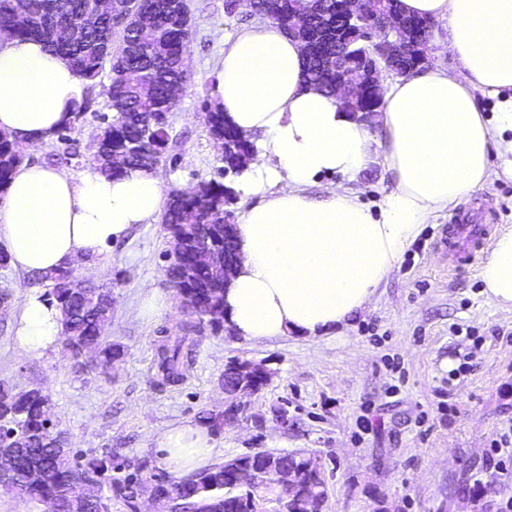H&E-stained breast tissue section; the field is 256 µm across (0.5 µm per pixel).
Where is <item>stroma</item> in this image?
<instances>
[{"instance_id":"1","label":"stroma","mask_w":512,"mask_h":512,"mask_svg":"<svg viewBox=\"0 0 512 512\" xmlns=\"http://www.w3.org/2000/svg\"><path fill=\"white\" fill-rule=\"evenodd\" d=\"M189 58L193 78L170 114L181 158L158 166L165 190L221 175L218 148L202 122L224 43L257 24L224 0H190ZM98 96L75 123L77 174L93 153ZM392 184L381 160L356 177L322 176L312 189L351 193L378 213ZM487 204L497 227L512 226V179L502 176L464 197ZM452 212L424 226L382 282L373 303L324 337L296 334L248 341L231 332L194 337L182 381L158 386L161 337L180 333L187 315L165 279L169 242L161 221L137 225L124 241L82 266L80 277L111 288L110 341L124 348L111 370L78 372L63 346L22 357L9 317H0V382L49 394L55 420L79 453L155 458L154 439L172 424L224 408V366L234 359L263 365L267 386L246 405L238 425L219 438L220 459L257 451L307 452L321 459L328 488L323 512H476L479 504L512 502V461L489 465L493 447L512 436V312L482 294L479 264L454 270L439 246ZM170 306L140 313L145 290ZM288 423L280 425L279 409Z\"/></svg>"}]
</instances>
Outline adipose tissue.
<instances>
[{
	"instance_id": "1",
	"label": "adipose tissue",
	"mask_w": 512,
	"mask_h": 512,
	"mask_svg": "<svg viewBox=\"0 0 512 512\" xmlns=\"http://www.w3.org/2000/svg\"><path fill=\"white\" fill-rule=\"evenodd\" d=\"M398 6L447 21V36L432 45L456 67L434 64L387 87L380 141L335 97L304 84L301 43L277 23L255 24L224 44L211 99L240 133L261 138L238 177L257 202L235 226L240 260L224 291V320L242 339L321 338L373 301L437 213L483 188L494 171L512 177V0ZM86 85L43 41L0 34V133L20 147H39L72 122ZM478 90L499 97L496 119L478 109ZM378 156L394 176L379 215L345 192L309 194L320 175H354ZM163 205L155 173L108 178L92 159L75 175L27 164L0 199V239L15 268L50 274L95 261ZM480 279L488 301L512 307V228L496 235ZM9 317L20 355L54 348L60 313L41 292L29 290ZM155 444L158 467L182 477L219 452L213 432L192 420L162 430Z\"/></svg>"
}]
</instances>
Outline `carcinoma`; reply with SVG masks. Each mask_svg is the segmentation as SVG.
<instances>
[{
    "instance_id": "obj_1",
    "label": "carcinoma",
    "mask_w": 512,
    "mask_h": 512,
    "mask_svg": "<svg viewBox=\"0 0 512 512\" xmlns=\"http://www.w3.org/2000/svg\"><path fill=\"white\" fill-rule=\"evenodd\" d=\"M92 0H0V28L12 36L44 41L52 51L66 57L88 81L82 111L95 103L96 89L105 66H110V84L105 91L112 119L103 120L94 137L100 172L117 177L128 169L155 170L171 143L169 115L176 106L170 86L179 80L191 81L188 63L189 4L186 0H136L142 12L151 15L156 32L141 43L131 34L119 37L112 49V18L99 27L86 30L77 39L72 29L82 22ZM250 15L267 18L288 28L300 25L317 46V55L306 61L303 80L333 95L336 65L366 64L357 52L356 31L336 41L334 0H251ZM382 14L394 22H413L422 47L429 44L431 21L403 14L397 0H383ZM204 124L212 140L221 148L222 172L239 174L253 159L254 143L229 125L224 112L207 102ZM74 126L67 124L56 133L63 151L53 154L56 161L68 163L77 155V141L71 137ZM24 156L15 142L0 133V195L5 192ZM235 200L232 188L215 180L200 181L190 189H175L167 199L162 224L181 250L167 266V282L176 290L182 312L194 317L190 331L204 329L213 335L224 332V289L228 277L224 264L202 259L207 245L219 249L236 248L235 233L224 240V225L231 223L226 206ZM49 283L47 297L61 315L60 340L64 349L81 367L80 357L87 349L96 355L93 369L107 370L124 354L123 346L107 340L112 320V290L89 283L72 269L51 276H37ZM187 336H167L157 348L156 370L161 382L175 383L184 377L183 348ZM224 383L230 389L251 384L260 391L248 362L229 361ZM240 414L204 413L199 421L212 432L238 421ZM51 402L42 390H15L0 383V454L14 460L13 473L0 478V489L20 492L39 502H53L59 512H109V502L123 500L137 510V486L155 481L157 495L170 512H258L271 502L278 512H322L326 481L320 460L297 454L258 453L232 458L205 467L189 477L160 478L146 458L134 462L115 461L109 454L90 456L80 463L71 455L66 432L49 428ZM292 474L287 488L274 483L281 471ZM118 472L117 476L110 472Z\"/></svg>"
}]
</instances>
